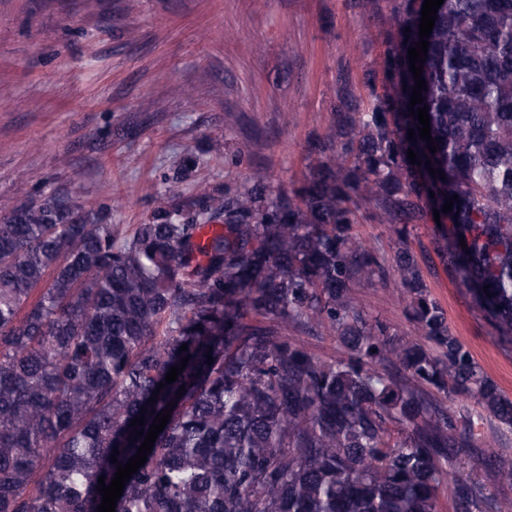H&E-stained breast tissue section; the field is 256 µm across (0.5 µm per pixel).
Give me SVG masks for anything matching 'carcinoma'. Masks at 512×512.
<instances>
[{"mask_svg": "<svg viewBox=\"0 0 512 512\" xmlns=\"http://www.w3.org/2000/svg\"><path fill=\"white\" fill-rule=\"evenodd\" d=\"M344 2L387 26L384 66L338 68L303 180L259 167L231 196L202 181L187 197L189 155L129 233L56 193L0 198V512H97L113 450L125 464L144 441L131 419L147 431L171 402L115 512H438L445 490L452 512H496L479 476L512 484V459L477 425L512 427V400L452 333L411 238L433 226L443 270L511 345L512 0L439 7L419 104L434 153L408 115L424 0ZM365 223L393 255L360 244ZM391 271L410 336L357 294ZM325 335L339 353L304 340ZM354 233L366 246L393 254L391 233L385 224H356Z\"/></svg>", "mask_w": 512, "mask_h": 512, "instance_id": "carcinoma-1", "label": "carcinoma"}]
</instances>
